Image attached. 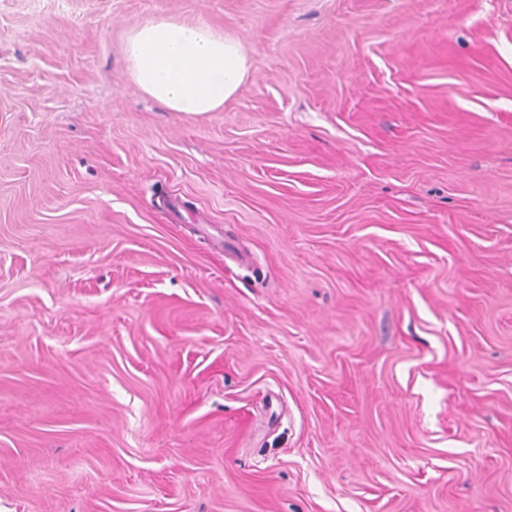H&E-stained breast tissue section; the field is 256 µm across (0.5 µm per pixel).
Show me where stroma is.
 Wrapping results in <instances>:
<instances>
[{"instance_id": "stroma-1", "label": "stroma", "mask_w": 512, "mask_h": 512, "mask_svg": "<svg viewBox=\"0 0 512 512\" xmlns=\"http://www.w3.org/2000/svg\"><path fill=\"white\" fill-rule=\"evenodd\" d=\"M0 512H512V0H0ZM128 70L170 112L201 114L238 92L251 64L241 42L205 21L147 20L125 37Z\"/></svg>"}]
</instances>
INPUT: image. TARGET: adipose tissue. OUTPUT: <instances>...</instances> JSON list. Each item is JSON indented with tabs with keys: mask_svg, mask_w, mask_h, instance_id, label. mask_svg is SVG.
I'll list each match as a JSON object with an SVG mask.
<instances>
[{
	"mask_svg": "<svg viewBox=\"0 0 512 512\" xmlns=\"http://www.w3.org/2000/svg\"><path fill=\"white\" fill-rule=\"evenodd\" d=\"M128 70L139 88L172 112L218 109L238 92L251 64L241 42L204 21L147 20L125 37Z\"/></svg>",
	"mask_w": 512,
	"mask_h": 512,
	"instance_id": "ef3b65f1",
	"label": "adipose tissue"
}]
</instances>
